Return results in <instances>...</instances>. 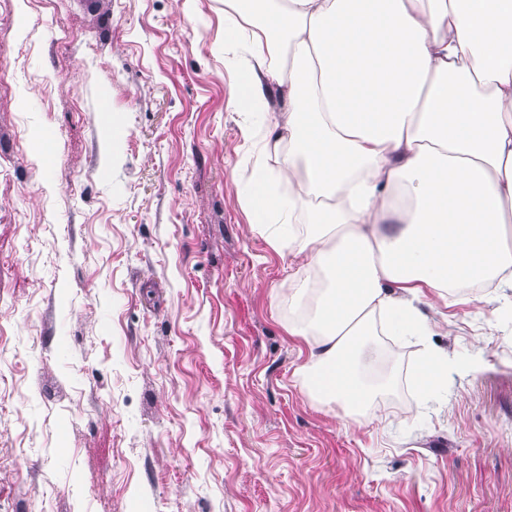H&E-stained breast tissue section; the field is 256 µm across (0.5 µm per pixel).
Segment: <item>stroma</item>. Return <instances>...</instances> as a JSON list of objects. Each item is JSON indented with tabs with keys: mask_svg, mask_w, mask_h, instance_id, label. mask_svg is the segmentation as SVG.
<instances>
[{
	"mask_svg": "<svg viewBox=\"0 0 512 512\" xmlns=\"http://www.w3.org/2000/svg\"><path fill=\"white\" fill-rule=\"evenodd\" d=\"M237 87L224 0L0 7V512H512L511 314L428 294L358 427L297 381ZM486 367L482 359H474L464 364L448 362V355L438 349H428L420 357L414 374L417 392L425 398L434 389L447 385L449 371L453 368L458 372L477 374Z\"/></svg>",
	"mask_w": 512,
	"mask_h": 512,
	"instance_id": "stroma-1",
	"label": "stroma"
}]
</instances>
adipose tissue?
I'll return each mask as SVG.
<instances>
[{"mask_svg":"<svg viewBox=\"0 0 512 512\" xmlns=\"http://www.w3.org/2000/svg\"><path fill=\"white\" fill-rule=\"evenodd\" d=\"M246 133L241 198L272 249L297 242L289 336L308 396L368 416L378 328L430 333L425 291L512 288V0H224ZM446 353L414 383L448 382Z\"/></svg>","mask_w":512,"mask_h":512,"instance_id":"1","label":"adipose tissue"}]
</instances>
